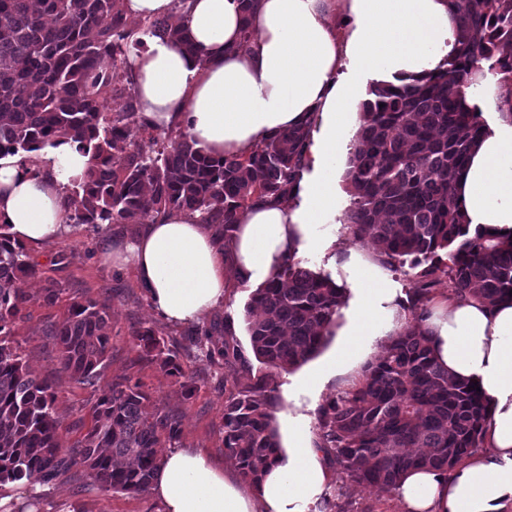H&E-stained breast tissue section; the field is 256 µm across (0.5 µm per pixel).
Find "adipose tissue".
I'll use <instances>...</instances> for the list:
<instances>
[{"instance_id": "obj_1", "label": "adipose tissue", "mask_w": 512, "mask_h": 512, "mask_svg": "<svg viewBox=\"0 0 512 512\" xmlns=\"http://www.w3.org/2000/svg\"><path fill=\"white\" fill-rule=\"evenodd\" d=\"M134 21L168 17L186 24L196 54L160 38L131 50L143 116L181 126L215 157L246 156L281 131L310 125L311 179L290 197L259 202L241 216L222 256L200 215L174 211L145 225L127 252L156 313L174 323L216 308L231 284L256 285L277 273L289 249L313 244L312 229L336 213V169L357 129L350 110L356 82H393L438 69L454 53L456 21L448 0H259L243 15L239 0H124ZM350 26H341L343 15ZM253 37L243 41V28ZM348 68V77L336 74ZM88 156L75 143L30 153L26 164L0 160V224L15 242L39 245L65 224L63 187L82 181ZM455 204L471 226L512 235V114L497 113L456 184ZM350 326L336 357L355 361L375 339L406 321L392 273L357 252L343 261ZM439 362L475 383L491 415L484 446L450 473L417 470L397 488L404 512H512V301L434 302L418 324ZM292 442L259 486L215 468L199 451L162 459L152 491L165 512H311L329 489L322 453L309 440L310 418L294 400Z\"/></svg>"}]
</instances>
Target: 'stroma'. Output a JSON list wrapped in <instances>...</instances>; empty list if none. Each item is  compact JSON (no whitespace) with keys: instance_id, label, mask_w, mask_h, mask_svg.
Here are the masks:
<instances>
[{"instance_id":"1","label":"stroma","mask_w":512,"mask_h":512,"mask_svg":"<svg viewBox=\"0 0 512 512\" xmlns=\"http://www.w3.org/2000/svg\"><path fill=\"white\" fill-rule=\"evenodd\" d=\"M351 197L345 179L337 181L336 215L330 223L318 225L316 234L321 247L305 248L297 257L302 264L343 276L342 255L355 248L370 261L378 255L372 243L354 244L345 223ZM143 223L132 220L125 224L68 225L56 240L28 247L27 252L38 264L35 277L20 282L26 295L24 318L15 328L13 341L24 354L37 375L52 383L57 396V409L68 428L67 443L80 440L90 423V411L97 399L95 389L85 386L61 369L57 348L45 329L50 322L60 320L72 299H92L107 302L112 313V343L105 362L99 368L100 385L111 384L122 377L138 381L149 396L153 407L180 416L184 449L203 451L211 463L231 473L236 465L224 452V382L242 377L236 363L212 364L195 348L186 346L185 325L169 322L153 312L145 291L140 288L132 265L115 267L108 260L111 252L125 250L136 241ZM60 288L55 304L43 300L45 288ZM252 292L251 286L236 285L226 290L224 302L198 322L199 327L231 316L236 339L244 356H251L250 338L244 323V306ZM347 325L338 317L333 335L314 359L292 371L276 370L272 378L276 386V422L280 438L288 436V412L300 381L309 379L313 388L309 398L311 409L310 433L319 436L321 407L338 392L349 388L362 375L361 367L340 374L325 376L326 366L336 357ZM152 328L168 347L177 351L186 373L195 380L192 397H185L179 379L167 375L157 364L140 358L133 333L141 327ZM331 489H342L339 503L346 512H402L395 491L365 488L348 482H331ZM0 498L13 504L18 512H163L161 501L150 492L141 495L104 493L93 486L82 465L50 485L29 490L12 484L0 488Z\"/></svg>"}]
</instances>
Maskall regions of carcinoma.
Segmentation results:
<instances>
[{
	"label": "carcinoma",
	"mask_w": 512,
	"mask_h": 512,
	"mask_svg": "<svg viewBox=\"0 0 512 512\" xmlns=\"http://www.w3.org/2000/svg\"><path fill=\"white\" fill-rule=\"evenodd\" d=\"M458 26L457 47L445 66L396 86L370 84L350 150L346 180L352 241L369 240L382 263L410 275L412 321L390 337L384 356L360 380L320 410V447L342 478L394 490L407 471L442 474L484 446L487 405L477 388L457 380L435 359L417 322L429 314L442 279L453 295L488 305L512 300V237L487 236L461 222L453 187L472 147L484 133L482 112L466 101L474 70L499 76L498 109L512 113V0H449ZM197 50L183 24L164 18L130 20L123 0H0V160L55 147L67 139L89 155L84 182L64 189L69 224H123L158 219L170 210L200 213L204 224L224 225L232 240L242 212L253 203L288 195L302 179L310 127L289 129L247 156H210L181 131L155 137V125L133 102L107 121L104 112L135 75L130 47L150 38ZM414 269L416 273L409 274ZM37 274L25 247L0 224V486L51 484L83 465L104 492H147L161 466L158 448L182 439V419L159 408L137 381L101 389L92 425L73 447L64 446L57 395L35 376L11 345L23 318L17 284ZM347 289L288 252L274 278L252 292L244 322L254 358L291 371L314 358L346 304ZM50 333L63 370L97 386L98 367L112 340L105 302L73 300ZM234 322L224 317L188 335L207 345L212 364L252 366L238 348ZM142 359L182 379L194 392L175 351L150 327L134 332ZM272 375L240 386L224 401V452L241 479L260 484L281 451Z\"/></svg>",
	"instance_id": "cac0c4a2"
}]
</instances>
